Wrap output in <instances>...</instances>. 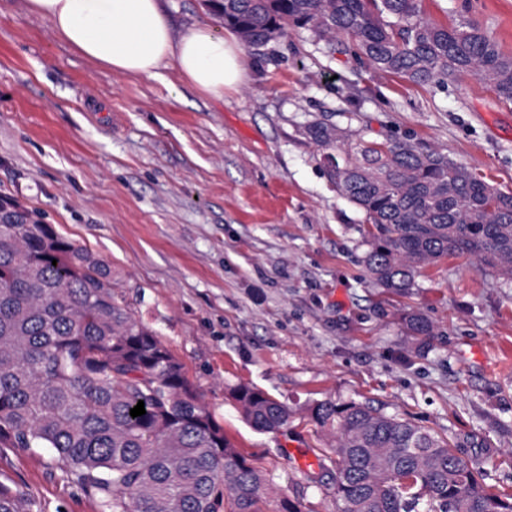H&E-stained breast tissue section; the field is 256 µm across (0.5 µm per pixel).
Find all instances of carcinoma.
<instances>
[{"label":"carcinoma","instance_id":"carcinoma-1","mask_svg":"<svg viewBox=\"0 0 512 512\" xmlns=\"http://www.w3.org/2000/svg\"><path fill=\"white\" fill-rule=\"evenodd\" d=\"M224 26L255 50L304 30L336 51L349 40L374 69L420 85L471 74L512 102V55L477 25L448 27L422 0H221ZM306 134L336 192L360 209L364 263L395 293L448 255L512 276V193L410 138ZM57 263H52V260ZM432 335L421 314L408 320ZM258 431L288 426V406L232 390ZM144 401L146 414L130 416ZM309 420L336 438L339 512H512L481 471L424 428L368 402L314 403ZM0 447L43 448L103 512H261L273 484L240 454L157 336L112 298V272L88 249L12 202L0 210ZM0 512H32L0 484Z\"/></svg>","mask_w":512,"mask_h":512}]
</instances>
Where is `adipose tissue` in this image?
Here are the masks:
<instances>
[{"label":"adipose tissue","instance_id":"ef3b65f1","mask_svg":"<svg viewBox=\"0 0 512 512\" xmlns=\"http://www.w3.org/2000/svg\"><path fill=\"white\" fill-rule=\"evenodd\" d=\"M27 8L105 70L150 77L170 60L189 85L219 98L245 81L246 60L236 41L205 25L174 36L162 0H27Z\"/></svg>","mask_w":512,"mask_h":512}]
</instances>
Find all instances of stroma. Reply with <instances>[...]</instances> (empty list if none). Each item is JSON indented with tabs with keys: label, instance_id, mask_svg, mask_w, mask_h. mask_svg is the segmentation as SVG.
Returning <instances> with one entry per match:
<instances>
[{
	"label": "stroma",
	"instance_id": "1",
	"mask_svg": "<svg viewBox=\"0 0 512 512\" xmlns=\"http://www.w3.org/2000/svg\"><path fill=\"white\" fill-rule=\"evenodd\" d=\"M175 35L235 33L208 0H165ZM436 21L471 20L512 54V0H423ZM223 98L172 63L156 76L102 70L26 0H0V198L16 200L112 272V295L183 366L231 443L269 476L262 508L303 496L336 512L306 472L332 455L304 417L317 401H362L448 438L485 483L512 493V279L448 256L408 293L363 263L364 215L337 194L306 128L412 137L512 192V104L472 75L421 86L352 49L293 30L245 52ZM424 314L428 339L408 316ZM259 388L295 413L254 430L230 395ZM0 483L33 512H102L39 449L0 448Z\"/></svg>",
	"mask_w": 512,
	"mask_h": 512
}]
</instances>
